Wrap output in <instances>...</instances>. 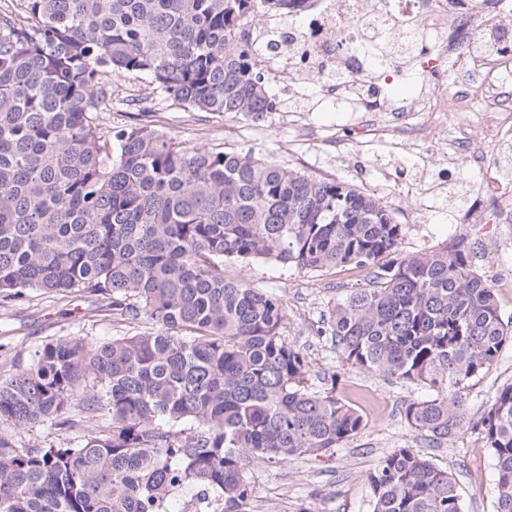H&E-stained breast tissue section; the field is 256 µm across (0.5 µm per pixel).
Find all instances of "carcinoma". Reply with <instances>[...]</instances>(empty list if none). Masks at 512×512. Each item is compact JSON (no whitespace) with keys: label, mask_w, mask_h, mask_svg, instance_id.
<instances>
[{"label":"carcinoma","mask_w":512,"mask_h":512,"mask_svg":"<svg viewBox=\"0 0 512 512\" xmlns=\"http://www.w3.org/2000/svg\"><path fill=\"white\" fill-rule=\"evenodd\" d=\"M301 0H20L0 13V304L93 296L148 331L0 344V512H171L191 486L216 512H255L250 470L341 448L366 420L308 384L257 264L368 275L317 335L343 361L423 385L405 424L436 441L469 425L470 390L512 324L466 238L401 253L381 199L250 152L187 147L152 125L106 131V77L150 80L196 112L274 109L247 27ZM47 425L67 438L17 443ZM512 512V384L477 423ZM371 512H465L448 470L394 448L367 476Z\"/></svg>","instance_id":"1"}]
</instances>
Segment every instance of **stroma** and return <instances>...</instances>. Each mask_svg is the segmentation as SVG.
Wrapping results in <instances>:
<instances>
[{
  "mask_svg": "<svg viewBox=\"0 0 512 512\" xmlns=\"http://www.w3.org/2000/svg\"><path fill=\"white\" fill-rule=\"evenodd\" d=\"M112 108L102 113L105 130L135 123L164 127L189 147L216 151L232 148L272 157L281 164L326 179L363 187L376 175V166L388 149L379 143L353 147L343 153H322L317 141H296V130L283 112H267L258 120L206 112H192L165 99L147 80L131 76L111 78ZM148 98L153 109L138 111L135 102ZM389 205L404 228L401 249L406 253L428 251L444 241L466 235L477 251L479 272L492 282L512 279V229L499 224L492 208H484L478 224H458L449 217L425 222L400 199ZM253 286L277 296L286 311L282 328L285 341L302 353L315 389L335 387L338 396L357 408L375 403L366 430L344 447L317 456L301 455L285 464L263 462L252 469L254 495L262 512H299L301 505L318 512H371L367 474L383 453L408 446L448 469L457 483L465 512H497L495 471L489 448L474 427L492 403L497 391L512 384V346H505L500 360L470 391L468 417L471 426L456 437L433 442L404 425L400 413L405 404L427 396L426 388L364 372L348 366L334 343L318 336L316 329L347 290L362 288L367 276L352 271L300 273L270 264H254L243 272ZM147 322L123 325L114 322L108 308H96L91 299L52 298L31 292L13 307L0 305V343L9 344L29 357L43 344L75 336L85 342L143 331Z\"/></svg>",
  "mask_w": 512,
  "mask_h": 512,
  "instance_id": "1",
  "label": "stroma"
}]
</instances>
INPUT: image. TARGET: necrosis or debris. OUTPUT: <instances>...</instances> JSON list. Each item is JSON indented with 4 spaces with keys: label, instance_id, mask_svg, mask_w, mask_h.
Instances as JSON below:
<instances>
[{
    "label": "necrosis or debris",
    "instance_id": "1",
    "mask_svg": "<svg viewBox=\"0 0 512 512\" xmlns=\"http://www.w3.org/2000/svg\"><path fill=\"white\" fill-rule=\"evenodd\" d=\"M299 14H268L247 29L255 66L270 69L291 98L311 83L325 106L351 114L349 140L384 142L399 166L414 174L396 180L387 167L368 183L379 194L397 189L420 214L436 204L425 188L439 155L466 160L483 179L462 221L478 223L481 202L512 223V179L502 155L512 147V0H311ZM413 62L423 89L394 101L383 84ZM465 69L449 81V67ZM452 117L444 127L443 117Z\"/></svg>",
    "mask_w": 512,
    "mask_h": 512
}]
</instances>
